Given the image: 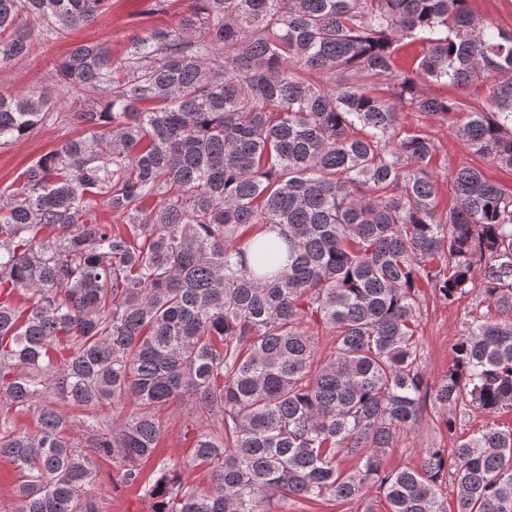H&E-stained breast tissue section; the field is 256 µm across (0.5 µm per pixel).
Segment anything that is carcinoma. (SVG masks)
<instances>
[{
	"mask_svg": "<svg viewBox=\"0 0 512 512\" xmlns=\"http://www.w3.org/2000/svg\"><path fill=\"white\" fill-rule=\"evenodd\" d=\"M189 2L117 63L80 43L52 86L0 93V147L53 119L82 129L0 191V462L17 476L0 512H101L104 461L150 512H284L374 486L389 512H448V482L454 512H512V428L382 467L429 397L452 438L472 409L512 411V190L463 164L441 207L434 140L399 132L406 109L452 117L474 154L512 169V29L467 0ZM107 5L0 0V69ZM407 36L426 49L397 73ZM479 78L483 101L420 91ZM424 284L499 312L471 320L433 385ZM311 324L335 336L318 363ZM175 403L189 448L147 477L157 410ZM68 407L86 411L76 436Z\"/></svg>",
	"mask_w": 512,
	"mask_h": 512,
	"instance_id": "1",
	"label": "carcinoma"
}]
</instances>
